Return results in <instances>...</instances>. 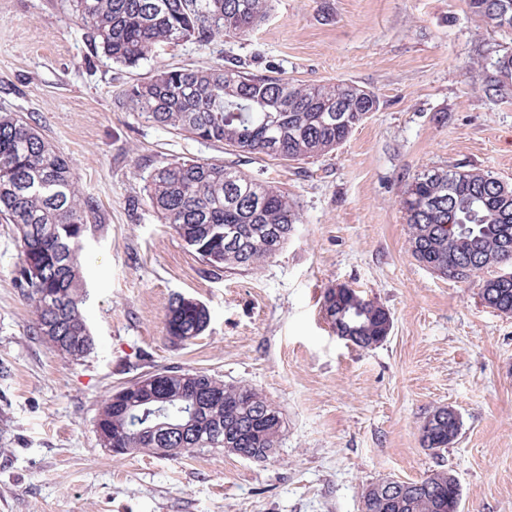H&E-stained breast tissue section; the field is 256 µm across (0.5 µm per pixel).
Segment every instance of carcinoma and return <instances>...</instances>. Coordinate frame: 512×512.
<instances>
[{"label": "carcinoma", "mask_w": 512, "mask_h": 512, "mask_svg": "<svg viewBox=\"0 0 512 512\" xmlns=\"http://www.w3.org/2000/svg\"><path fill=\"white\" fill-rule=\"evenodd\" d=\"M494 22L512 17V0H469ZM90 45L112 62L134 66L169 44L206 45L247 35L268 16L269 0H70ZM131 108L163 128L244 155L299 161L328 154L376 111V95L338 81L295 84L227 62L205 70L163 68L126 90ZM147 205L208 266L254 269L278 255L301 215L287 193L222 162L174 161L147 178ZM409 251L434 274L479 279L484 303L512 315V183L477 169L417 173L402 201ZM98 204L84 195L67 159L15 112H0V219L15 226L21 247L18 283L34 315L33 329L59 353L79 361L95 349L84 313L82 252ZM499 272L491 273L490 265ZM325 319L352 344L369 349L392 327L387 308L346 284L325 292ZM206 306L170 299L167 333L174 342L202 335ZM166 393L152 394L149 375L111 395L96 425L120 454L178 457L194 448L246 452L265 461L282 432L279 409L257 389L201 371L166 370ZM458 415L445 406L424 420L423 447L440 451L458 436ZM462 494L445 471L387 493L379 481L361 493L362 512H450Z\"/></svg>", "instance_id": "carcinoma-1"}]
</instances>
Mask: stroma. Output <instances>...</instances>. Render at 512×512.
Wrapping results in <instances>:
<instances>
[{"instance_id":"obj_1","label":"stroma","mask_w":512,"mask_h":512,"mask_svg":"<svg viewBox=\"0 0 512 512\" xmlns=\"http://www.w3.org/2000/svg\"><path fill=\"white\" fill-rule=\"evenodd\" d=\"M511 51L512 31L469 0H272L247 35L125 67L94 52L60 0H0V110L35 126L98 203L83 253L96 349L78 362L34 334L20 242L0 223V512H361L369 483L441 470L461 484V512H512V315L418 263L401 209L413 175L433 167L512 182V78L485 92ZM229 61L300 84L345 80L378 108L335 151L288 162L159 127L124 95L160 67ZM177 159L270 182L302 224L259 269H212L144 203L146 177ZM336 284L389 310L384 342L336 336L321 312ZM178 294L210 312L187 344L166 331ZM172 367L259 390L283 419L277 454L106 450L105 400ZM439 406L462 428L435 453L420 427Z\"/></svg>"}]
</instances>
